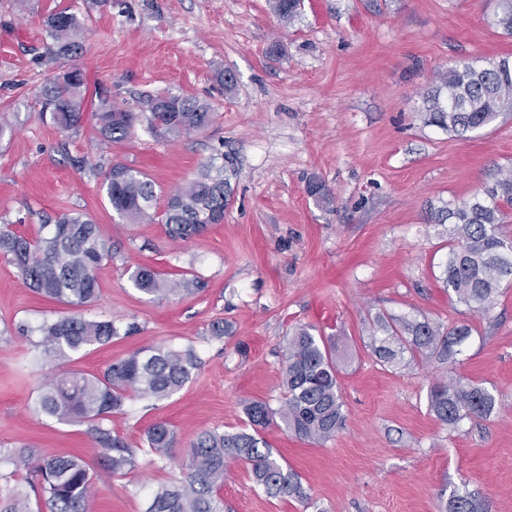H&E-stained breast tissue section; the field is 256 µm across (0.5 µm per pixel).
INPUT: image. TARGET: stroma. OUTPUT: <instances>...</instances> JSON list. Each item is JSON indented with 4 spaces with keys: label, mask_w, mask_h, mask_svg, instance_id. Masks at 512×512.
<instances>
[{
    "label": "stroma",
    "mask_w": 512,
    "mask_h": 512,
    "mask_svg": "<svg viewBox=\"0 0 512 512\" xmlns=\"http://www.w3.org/2000/svg\"><path fill=\"white\" fill-rule=\"evenodd\" d=\"M497 0H303L282 24L268 0H0V226L33 237L68 212L98 224L112 257L96 272L95 302L73 308L22 283L0 256V451L97 456L85 427L35 409L50 366L39 328L73 313L113 321L120 335L72 356L68 370L102 372L140 348L193 347L198 362L175 395L127 402L111 428L136 449L128 474L98 473L92 512H143L153 488L187 469L205 431L244 427L245 400L278 405L285 338L299 324L334 337L344 427L307 442L283 424L262 436L296 471L319 512H449L457 493L483 512H512V285L479 315L444 290L448 259L430 207L469 200L512 166V113L459 138L426 124L433 75L460 63L512 55V37L489 24ZM71 7L85 27L73 63L85 75V118L73 131L39 118L34 104L58 71L43 23ZM233 74L224 89L218 73ZM137 108L146 94L192 95L214 112L205 130L165 136L139 121L104 141L95 92ZM233 172L224 220L203 236L171 239L164 224L113 212L103 185L113 163L150 179L159 202L211 157ZM317 181L331 194L309 195ZM197 278L198 292L148 296L129 269ZM468 324L469 344L441 367L378 362L370 335L379 315ZM231 326L211 336L212 321ZM463 375L495 394L496 411L456 427L428 409L432 381ZM175 431L169 457L150 462L144 432ZM226 512H307L268 497L244 465L221 491Z\"/></svg>",
    "instance_id": "1"
}]
</instances>
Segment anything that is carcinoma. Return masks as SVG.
<instances>
[{"instance_id":"1","label":"carcinoma","mask_w":512,"mask_h":512,"mask_svg":"<svg viewBox=\"0 0 512 512\" xmlns=\"http://www.w3.org/2000/svg\"><path fill=\"white\" fill-rule=\"evenodd\" d=\"M270 10L290 24L299 14L300 0H269ZM492 26L512 35V0H498ZM52 40L48 52L59 61V72L45 85L37 101L40 116L50 115L63 131L83 120V72L68 65L82 49L83 24L64 8L45 21ZM153 127L180 136L198 132L213 120L210 105L195 97L159 94L144 101ZM423 111L428 123L459 137L483 128L503 112H512V59L503 57L479 67L470 63L437 72L424 93ZM93 115L104 140L119 142L132 132L139 114L112 104L107 92L98 93ZM232 172L213 157L197 176L171 193L161 214L173 238L190 240L211 224L224 219ZM104 186L112 210L132 223H152L157 194L146 176L116 163L105 174ZM512 207V167H499L493 182L458 205L448 202L429 210L430 224L448 225V260L440 280L446 290L470 309L487 314L494 308L503 285L512 283V238L500 228L504 209ZM0 255L10 258L24 285L34 292L69 306L93 302L98 293L96 269L112 258L96 224L79 212L57 218L53 230L28 238L0 228ZM134 288L150 296L196 291L197 282L184 277L163 278L149 266L130 273ZM383 335H377V332ZM42 357L60 365L72 356L119 335L111 320L89 321L77 315L60 317L41 326ZM472 335L467 324L441 323L384 316L377 319L371 349L387 365L413 359L453 363L462 344ZM283 394L278 407L265 400H248L244 411L249 427L236 431H207L190 446L183 478L157 486L145 512H224L221 490L231 464L248 466L254 486L271 498L293 497L312 507L311 498L296 472L280 462L278 451L259 430L281 422L296 438L320 442L334 436L345 422L344 401L337 380L336 341L317 336L300 324L284 346ZM192 349L152 346L110 363L99 375L53 370L46 374L36 401L38 412L67 424L87 426L93 447L109 474L122 475L135 467V452L108 422L124 413L131 397L162 401L180 391L196 366ZM495 395L463 377L434 383L428 408L446 425L465 419H484L496 408ZM146 453L166 457L176 445L171 426L159 421L145 431ZM5 460L20 462L24 482L39 496L37 512H90L95 473L78 455H47L30 448L11 451Z\"/></svg>"}]
</instances>
